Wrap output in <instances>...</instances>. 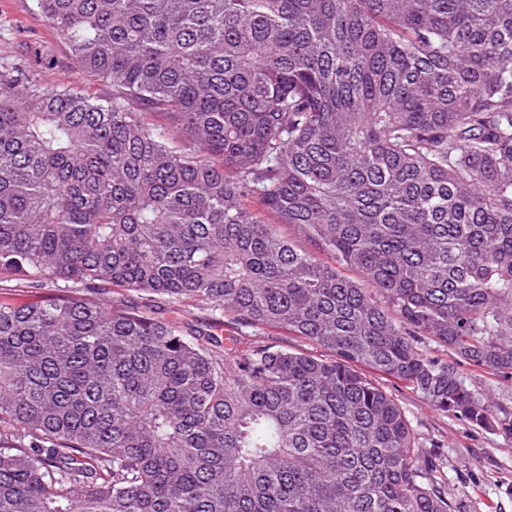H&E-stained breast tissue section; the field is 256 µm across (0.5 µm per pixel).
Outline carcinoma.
Here are the masks:
<instances>
[{
	"label": "carcinoma",
	"instance_id": "1",
	"mask_svg": "<svg viewBox=\"0 0 512 512\" xmlns=\"http://www.w3.org/2000/svg\"><path fill=\"white\" fill-rule=\"evenodd\" d=\"M36 5L112 100L0 73V269L141 306L0 300V512H461L359 367L512 378V0ZM188 317L191 320V324L194 326L192 328H209L208 326H212V328H210L211 332L218 336H228L229 334L238 336L239 349H246L253 340L260 339L277 345L288 346L289 349L297 352L310 353L316 356L330 355L328 351L317 348L302 338L290 336L281 331L262 333V331L251 328L237 330L228 326V323H225V325L223 323L219 324V315L209 309H194ZM233 331H235V333H233Z\"/></svg>",
	"mask_w": 512,
	"mask_h": 512
}]
</instances>
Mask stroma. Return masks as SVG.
Masks as SVG:
<instances>
[{"label": "stroma", "instance_id": "obj_1", "mask_svg": "<svg viewBox=\"0 0 512 512\" xmlns=\"http://www.w3.org/2000/svg\"><path fill=\"white\" fill-rule=\"evenodd\" d=\"M15 66L34 74L49 87L64 83L99 99L112 98L110 85L92 80L82 71L66 43L39 13L35 0H0V70ZM61 290L76 296L83 293L78 283L47 280L35 287L28 276L0 270V300L25 305ZM190 320L194 327L210 328L220 336L237 334L243 349L261 339L297 352L317 351L310 342L281 331L233 330L219 323L217 314L208 309L192 310ZM458 372L471 392L492 398L487 423L475 425L433 410L405 381L370 368L365 374L403 408L421 448L442 456L448 489L461 501L465 512H512V437L505 435L496 421L500 411L512 412V379L495 377L467 365L459 366Z\"/></svg>", "mask_w": 512, "mask_h": 512}]
</instances>
